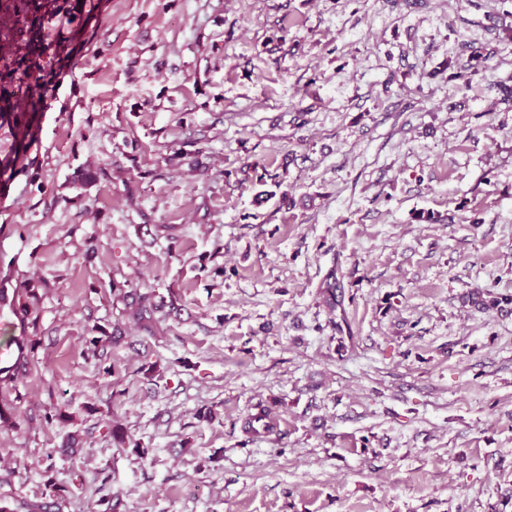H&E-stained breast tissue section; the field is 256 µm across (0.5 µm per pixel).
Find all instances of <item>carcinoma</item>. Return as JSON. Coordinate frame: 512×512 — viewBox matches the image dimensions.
I'll list each match as a JSON object with an SVG mask.
<instances>
[{"label":"carcinoma","mask_w":512,"mask_h":512,"mask_svg":"<svg viewBox=\"0 0 512 512\" xmlns=\"http://www.w3.org/2000/svg\"><path fill=\"white\" fill-rule=\"evenodd\" d=\"M57 2L51 0L52 9L49 10L44 0H0V14L8 13L17 21L13 27L0 26V38L18 47L16 52L0 54V128H8L17 143L14 151L0 158V177L6 174L12 177L33 164L26 154V140L32 136L36 113L19 112L17 104L29 93L32 84L45 85L52 77L49 63L41 64L37 59L43 55L50 60L55 58L57 44L52 40L43 42L36 56L29 50V44L30 32L35 25L41 24L44 14L50 12L57 16L63 11ZM336 288L334 275L331 274L325 280L321 294L323 303L332 310L338 305ZM112 290L129 301L132 317L140 327L150 334L154 333L156 322L153 315L161 311L163 305L152 301V293L128 291L126 284L121 282L112 283Z\"/></svg>","instance_id":"cac0c4a2"}]
</instances>
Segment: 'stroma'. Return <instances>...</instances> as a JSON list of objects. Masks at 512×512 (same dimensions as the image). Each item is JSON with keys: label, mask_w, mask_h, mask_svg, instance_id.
Segmentation results:
<instances>
[{"label": "stroma", "mask_w": 512, "mask_h": 512, "mask_svg": "<svg viewBox=\"0 0 512 512\" xmlns=\"http://www.w3.org/2000/svg\"><path fill=\"white\" fill-rule=\"evenodd\" d=\"M68 4L0 180V504L512 512V0ZM127 284L125 282H112L113 292H118L122 295L123 299H131L130 303H127L132 310V317L140 327L148 333L153 334L156 322L153 319V315L156 312H160L165 304H155L152 299V292L138 293L137 288L135 290L125 291Z\"/></svg>", "instance_id": "obj_1"}]
</instances>
